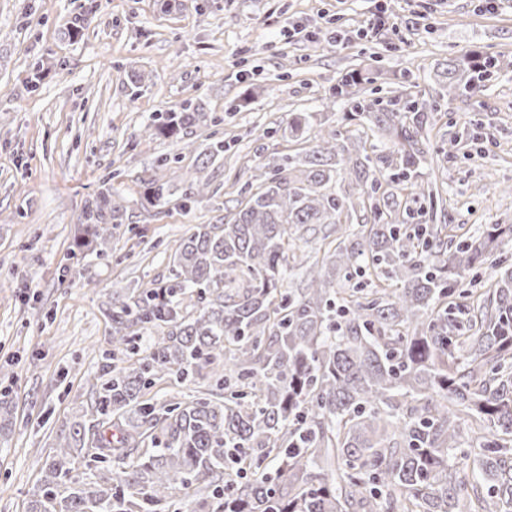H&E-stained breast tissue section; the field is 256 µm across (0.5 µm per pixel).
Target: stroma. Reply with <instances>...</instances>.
Returning a JSON list of instances; mask_svg holds the SVG:
<instances>
[{"label": "stroma", "instance_id": "stroma-1", "mask_svg": "<svg viewBox=\"0 0 512 512\" xmlns=\"http://www.w3.org/2000/svg\"><path fill=\"white\" fill-rule=\"evenodd\" d=\"M381 4L396 32L359 38ZM80 9L90 22L68 37L64 18ZM471 49L495 66L473 91L449 98L442 65ZM35 62L48 76L32 92ZM350 71L362 74L366 99L384 104L402 92L438 103L421 172L444 205L409 200L407 224H447L465 237L512 224V0L494 10L483 0H175L168 14L154 0H0V364L18 359L0 441V512H25L36 450L50 451L95 398L113 291L169 281L176 240L220 223L256 166L293 153L280 135L289 113H321L341 134L355 133L344 105H325ZM134 73L146 76L135 93ZM187 105L199 117L180 138L149 134L156 115ZM456 136L460 145L449 148ZM215 140L223 155L201 163ZM156 171L172 197L193 177L209 193L149 216L140 180ZM107 175L131 220L115 229L108 259L79 254L76 277L59 282L82 204Z\"/></svg>", "mask_w": 512, "mask_h": 512}]
</instances>
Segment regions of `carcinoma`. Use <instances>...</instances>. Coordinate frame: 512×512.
Returning a JSON list of instances; mask_svg holds the SVG:
<instances>
[{
    "instance_id": "carcinoma-1",
    "label": "carcinoma",
    "mask_w": 512,
    "mask_h": 512,
    "mask_svg": "<svg viewBox=\"0 0 512 512\" xmlns=\"http://www.w3.org/2000/svg\"><path fill=\"white\" fill-rule=\"evenodd\" d=\"M489 66L448 60V96ZM358 81L346 74L330 95L351 106L357 136L310 138L313 113H293L282 137L312 144L255 168L230 220L181 237L167 285L112 294L106 379L41 464L26 512H512V266L482 292L465 287L512 224L458 242L446 224L404 226L403 191L433 198L420 165L436 105L367 103ZM197 118L163 113L148 130ZM169 203L168 184L148 179L142 208ZM360 210L373 222L344 234L340 219ZM124 223L109 175L84 202L61 280L78 250L106 258ZM310 224L335 227L325 263L300 252ZM295 266L304 288L285 287ZM206 369L224 395L151 396ZM464 424L485 430L478 447H462ZM451 456L478 470L458 477Z\"/></svg>"
}]
</instances>
